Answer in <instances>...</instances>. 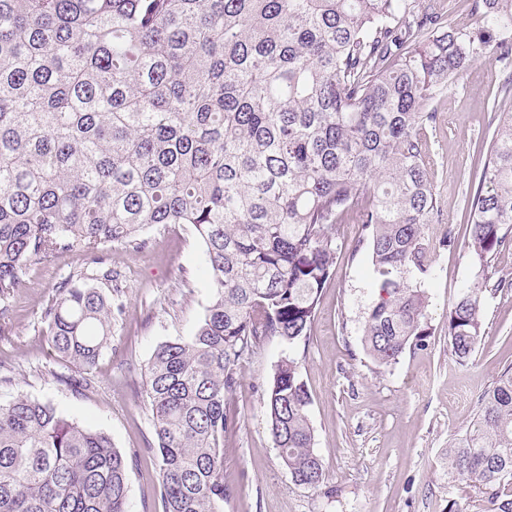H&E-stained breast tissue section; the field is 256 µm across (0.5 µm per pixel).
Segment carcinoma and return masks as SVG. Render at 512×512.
<instances>
[{
    "mask_svg": "<svg viewBox=\"0 0 512 512\" xmlns=\"http://www.w3.org/2000/svg\"><path fill=\"white\" fill-rule=\"evenodd\" d=\"M0 0V293L37 261L108 244L138 251L156 224L202 241L214 298L193 336L145 368L163 512H224V435L239 365L273 338L308 344L335 264L375 286L362 327L377 370L432 335L426 238L441 223L431 179L434 99L468 68L501 63L499 114L475 146L464 223L475 282L448 305L455 361L470 362L493 262L512 247V0ZM112 299L80 272L43 312L54 350L88 371L112 336ZM290 354L265 392L294 484L319 490L312 396ZM127 456L49 402H0V512H129ZM444 475L487 512H512V367L477 400Z\"/></svg>",
    "mask_w": 512,
    "mask_h": 512,
    "instance_id": "carcinoma-1",
    "label": "carcinoma"
}]
</instances>
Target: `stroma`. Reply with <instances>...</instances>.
Wrapping results in <instances>:
<instances>
[{"label":"stroma","instance_id":"stroma-1","mask_svg":"<svg viewBox=\"0 0 512 512\" xmlns=\"http://www.w3.org/2000/svg\"><path fill=\"white\" fill-rule=\"evenodd\" d=\"M501 79L498 63H475L434 103L431 176L443 221L427 232L432 266L421 281L433 334L388 371L375 372L362 350L374 285L367 257H348L358 227L337 228L336 265L300 367L313 398L314 448L335 497L295 485L270 435L265 389L289 351L274 339L239 367L230 401L237 425L224 438L230 490L224 512H446L452 501L459 512H480L465 484L441 475L439 459L472 420L479 396L512 364V249L494 262L507 287L487 301L486 332L468 366L455 363L448 349L445 315L459 288L474 280L463 247L464 207L476 188L474 147L495 128L491 93ZM450 235L458 243L453 250L443 245ZM147 237L138 252L105 246L100 267L79 252L61 253L34 264L18 288L0 294V401L23 393L51 402L69 420L106 433L121 452L137 453L129 472L130 512H162L144 368L158 345L192 336L212 299L204 247L191 226L159 225ZM104 266L113 282L99 279ZM80 271L97 275V287L123 312L90 372L93 389L76 392L64 382L76 368L50 347L43 311L59 283Z\"/></svg>","mask_w":512,"mask_h":512}]
</instances>
